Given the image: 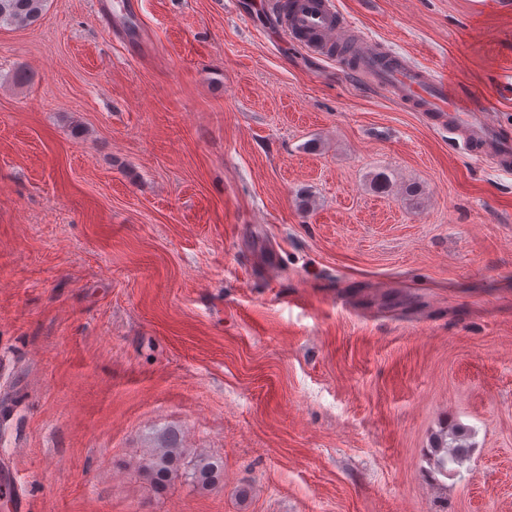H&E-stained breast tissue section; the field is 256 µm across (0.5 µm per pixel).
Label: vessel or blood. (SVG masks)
<instances>
[{
  "instance_id": "1",
  "label": "vessel or blood",
  "mask_w": 512,
  "mask_h": 512,
  "mask_svg": "<svg viewBox=\"0 0 512 512\" xmlns=\"http://www.w3.org/2000/svg\"><path fill=\"white\" fill-rule=\"evenodd\" d=\"M283 37L314 48L333 47L343 39V22L332 0H265ZM353 72L365 75L399 105L421 112L432 124L460 129L472 157L512 171V140L502 136L495 113L463 86L450 82L444 70L413 65L372 40L355 44L349 54Z\"/></svg>"
}]
</instances>
